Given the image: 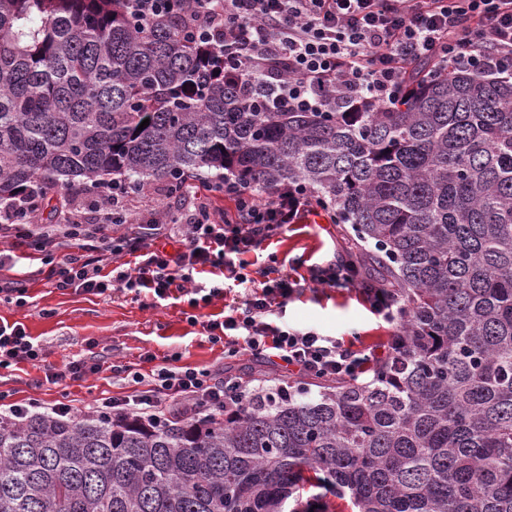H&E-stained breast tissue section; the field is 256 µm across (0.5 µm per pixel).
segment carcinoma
Instances as JSON below:
<instances>
[{
	"label": "carcinoma",
	"instance_id": "carcinoma-1",
	"mask_svg": "<svg viewBox=\"0 0 512 512\" xmlns=\"http://www.w3.org/2000/svg\"><path fill=\"white\" fill-rule=\"evenodd\" d=\"M128 0H0V201L113 176L304 192L403 313L370 380L180 422L0 416V512H512V81L412 69L400 102L260 112L224 48ZM149 125L138 130L143 120ZM300 497L305 500H312V499H328L333 506L335 507L336 511L334 512H354L356 511V508L352 505L350 499L348 496L344 498H340L337 496H334L332 490L329 488V486H319V487H311L307 488L306 490H303L300 492Z\"/></svg>",
	"mask_w": 512,
	"mask_h": 512
}]
</instances>
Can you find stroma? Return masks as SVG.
<instances>
[{
    "instance_id": "1",
    "label": "stroma",
    "mask_w": 512,
    "mask_h": 512,
    "mask_svg": "<svg viewBox=\"0 0 512 512\" xmlns=\"http://www.w3.org/2000/svg\"><path fill=\"white\" fill-rule=\"evenodd\" d=\"M355 249L346 225L331 223L323 214L310 215L261 242L243 259L248 274L272 263L305 281V288L286 306L285 318L290 324L316 328L367 354L386 344L395 327L370 312L357 287L316 288L308 283L311 268L335 263ZM0 252L5 255L0 261V280L19 282L29 294L23 307L0 299V324L22 323L42 346L46 360L42 366L26 363L0 369V393L8 402L24 405L37 398L49 404H68L79 416L90 415L96 399L132 394L133 385L114 371L118 365L144 374L156 363L230 373L246 381L288 377L284 367L266 363L250 352L225 356L223 344L209 340L204 321L235 304L236 291L197 307L184 296L157 302L147 292L84 294L56 288L51 264H46L39 252L10 240L0 241ZM149 355L154 356V363H146ZM90 357L99 370L85 379L52 383L45 378L47 366L60 370L70 361Z\"/></svg>"
}]
</instances>
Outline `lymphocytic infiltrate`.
Masks as SVG:
<instances>
[{
    "mask_svg": "<svg viewBox=\"0 0 512 512\" xmlns=\"http://www.w3.org/2000/svg\"><path fill=\"white\" fill-rule=\"evenodd\" d=\"M179 8L190 32L223 47L226 77L250 79L254 97L286 109L352 112L365 102L396 103L421 61L512 79V0H179ZM201 187L197 180L182 186L181 195L197 203L182 212L184 232L169 251L147 243L165 235L156 208L142 213L149 236H106L107 227L129 223L131 213L126 193L104 186L97 216L77 210L65 218L63 234L73 250L55 270L56 287L93 295L146 288L154 299L166 300L184 292L198 268L209 266L243 289L240 304L224 319L205 324L210 340L227 342L230 354L242 343L280 360L291 375L332 381L359 377L374 358L391 355L387 345L370 357L317 329L283 323L300 281L267 268L255 278L243 273L241 255L312 213L303 192L284 187L265 200L228 180L224 196L234 209L226 212L199 200ZM38 211L34 199L19 207L0 203V236L31 240L39 252L55 246L58 235L40 225ZM124 253L137 255L135 266L118 264ZM44 359L23 324H0L1 369ZM130 378L139 391L97 399L96 412L156 422L170 418L174 404L195 417L242 407L247 399L240 380L206 369L158 365Z\"/></svg>",
    "mask_w": 512,
    "mask_h": 512,
    "instance_id": "f902f5d3",
    "label": "lymphocytic infiltrate"
}]
</instances>
